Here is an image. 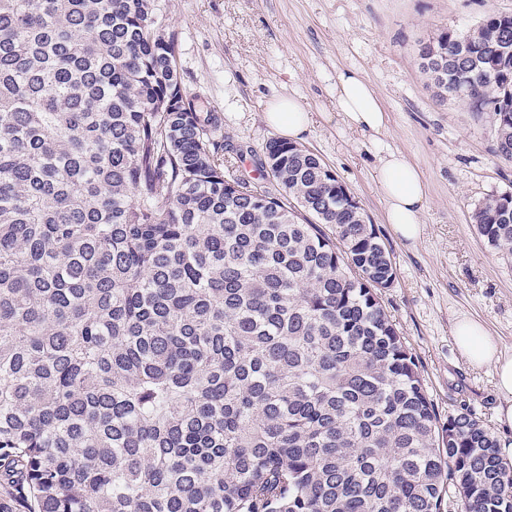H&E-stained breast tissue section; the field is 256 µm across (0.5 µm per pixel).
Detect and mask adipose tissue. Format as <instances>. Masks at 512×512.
<instances>
[{
  "label": "adipose tissue",
  "mask_w": 512,
  "mask_h": 512,
  "mask_svg": "<svg viewBox=\"0 0 512 512\" xmlns=\"http://www.w3.org/2000/svg\"><path fill=\"white\" fill-rule=\"evenodd\" d=\"M336 110L351 129L380 141L388 131V115L375 90L361 72L339 73L336 79ZM268 125L283 135L298 138L307 131L312 115L291 96L272 98L264 112ZM374 178L385 198V221L395 233L414 243L424 232L423 214L428 202V185L419 167L394 150L380 153ZM453 336L461 356L474 367L493 366L502 402L499 421L512 425V356L500 351L484 325L467 316L458 318Z\"/></svg>",
  "instance_id": "1"
}]
</instances>
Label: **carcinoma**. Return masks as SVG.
Instances as JSON below:
<instances>
[{
  "mask_svg": "<svg viewBox=\"0 0 512 512\" xmlns=\"http://www.w3.org/2000/svg\"><path fill=\"white\" fill-rule=\"evenodd\" d=\"M161 15L0 0V512H512L383 307L375 225L292 143L238 175ZM420 59L512 163V14ZM473 221L512 257V191Z\"/></svg>",
  "mask_w": 512,
  "mask_h": 512,
  "instance_id": "cac0c4a2",
  "label": "carcinoma"
}]
</instances>
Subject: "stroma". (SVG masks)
<instances>
[{"label": "stroma", "instance_id": "stroma-1", "mask_svg": "<svg viewBox=\"0 0 512 512\" xmlns=\"http://www.w3.org/2000/svg\"><path fill=\"white\" fill-rule=\"evenodd\" d=\"M188 98L218 113L216 140L251 168L277 132L264 119L273 97L293 96L312 114L300 141L336 174L393 259L396 281L383 305L416 356L440 416L470 409L512 460V426L500 423L492 367L462 359L458 317L483 322L512 356V260L486 244L471 221L475 205L512 191V164L492 153L490 114L460 100L440 102L420 69L421 46L444 30L466 29L512 0H163ZM359 70L389 116L381 143L349 130L336 114L341 71ZM402 152L428 184L424 233L401 240L384 220L373 177L380 149Z\"/></svg>", "mask_w": 512, "mask_h": 512}]
</instances>
